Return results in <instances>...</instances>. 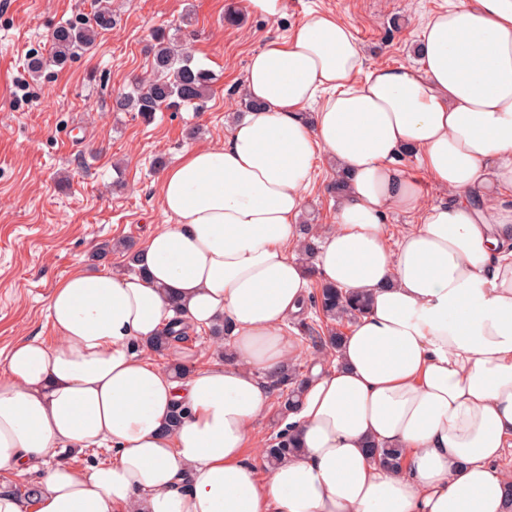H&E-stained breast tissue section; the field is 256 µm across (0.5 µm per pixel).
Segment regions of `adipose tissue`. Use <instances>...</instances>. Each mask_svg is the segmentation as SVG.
<instances>
[{"label": "adipose tissue", "instance_id": "ef3b65f1", "mask_svg": "<svg viewBox=\"0 0 512 512\" xmlns=\"http://www.w3.org/2000/svg\"><path fill=\"white\" fill-rule=\"evenodd\" d=\"M413 51L366 68L351 26L317 14L250 57L256 108L164 172L168 222L134 270L76 267L48 298L54 340L10 348L0 471L37 491L0 492V512H512V0H446ZM323 156L347 187L311 276L295 220ZM394 212L419 221L390 236ZM314 280L369 306L288 415L298 455L263 481L252 424ZM224 319L231 357L183 378L143 352L173 322ZM374 445L402 449L398 470ZM91 446L112 463L57 457Z\"/></svg>", "mask_w": 512, "mask_h": 512}]
</instances>
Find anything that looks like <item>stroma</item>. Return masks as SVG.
Masks as SVG:
<instances>
[{
  "label": "stroma",
  "instance_id": "obj_1",
  "mask_svg": "<svg viewBox=\"0 0 512 512\" xmlns=\"http://www.w3.org/2000/svg\"><path fill=\"white\" fill-rule=\"evenodd\" d=\"M100 0H0V369L20 338L50 337L47 299L76 265L119 269L118 240L141 241L165 223L161 176L190 147L221 144L240 112L251 54L316 13L352 26L367 66L412 62L421 26L444 0H286L283 17L251 13L247 0H112L116 22L65 66L29 70L48 56L53 31L89 14ZM238 12L242 24L225 21ZM179 32L195 65L216 76L200 110H166L153 120L113 109L115 94L152 76L157 31ZM334 165L318 160L297 224L326 226L336 206ZM302 373L327 359L326 320L318 308L288 323ZM210 330L189 328L162 368L183 358L223 359Z\"/></svg>",
  "mask_w": 512,
  "mask_h": 512
}]
</instances>
